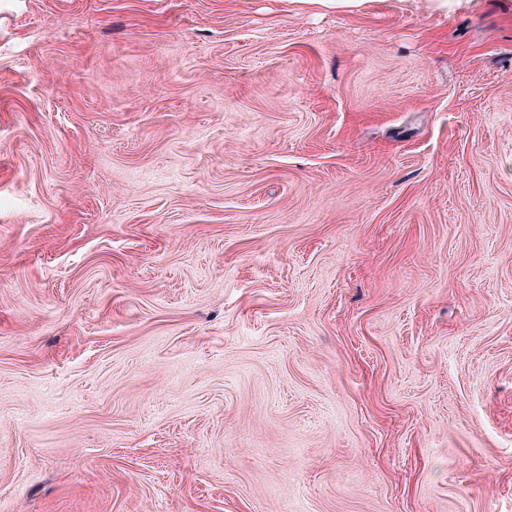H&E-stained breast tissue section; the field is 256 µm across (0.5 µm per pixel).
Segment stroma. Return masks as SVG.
<instances>
[{"label": "stroma", "mask_w": 512, "mask_h": 512, "mask_svg": "<svg viewBox=\"0 0 512 512\" xmlns=\"http://www.w3.org/2000/svg\"><path fill=\"white\" fill-rule=\"evenodd\" d=\"M0 512H512V0H0Z\"/></svg>", "instance_id": "1"}]
</instances>
